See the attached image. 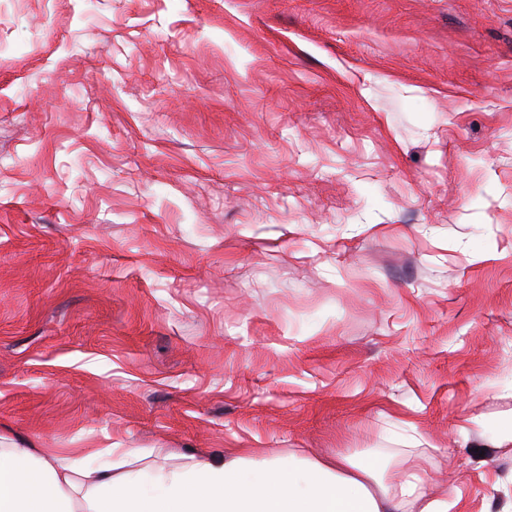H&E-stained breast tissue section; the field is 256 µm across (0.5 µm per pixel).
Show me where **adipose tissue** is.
Here are the masks:
<instances>
[{
  "instance_id": "ef3b65f1",
  "label": "adipose tissue",
  "mask_w": 512,
  "mask_h": 512,
  "mask_svg": "<svg viewBox=\"0 0 512 512\" xmlns=\"http://www.w3.org/2000/svg\"><path fill=\"white\" fill-rule=\"evenodd\" d=\"M102 465L0 446V512H453L415 465L429 449L313 460L242 448L172 461L161 448H106Z\"/></svg>"
}]
</instances>
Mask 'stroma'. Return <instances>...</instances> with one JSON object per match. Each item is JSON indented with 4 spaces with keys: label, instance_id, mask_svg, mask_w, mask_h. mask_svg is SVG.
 <instances>
[{
    "label": "stroma",
    "instance_id": "obj_1",
    "mask_svg": "<svg viewBox=\"0 0 512 512\" xmlns=\"http://www.w3.org/2000/svg\"><path fill=\"white\" fill-rule=\"evenodd\" d=\"M511 423L512 0H0V437L512 512Z\"/></svg>",
    "mask_w": 512,
    "mask_h": 512
}]
</instances>
